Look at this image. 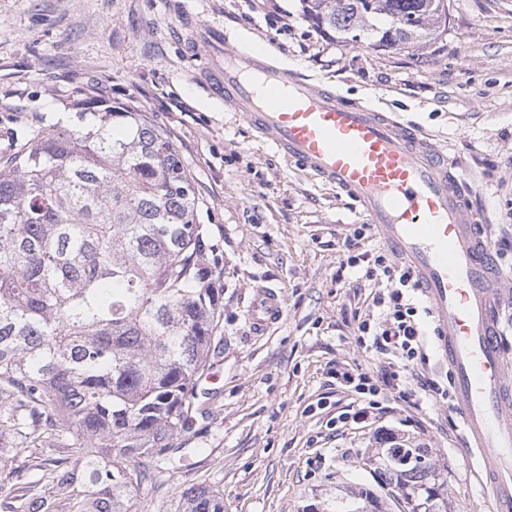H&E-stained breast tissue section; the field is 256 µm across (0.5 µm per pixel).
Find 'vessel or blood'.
Instances as JSON below:
<instances>
[{
  "label": "vessel or blood",
  "instance_id": "b4317fda",
  "mask_svg": "<svg viewBox=\"0 0 512 512\" xmlns=\"http://www.w3.org/2000/svg\"><path fill=\"white\" fill-rule=\"evenodd\" d=\"M223 28L195 38L194 79L240 112L287 161L354 197L391 253L408 263L436 318L453 375V411L483 449L494 512H512V377L500 345L499 309L512 274L485 236L472 186L441 150L383 112L339 100L247 51ZM284 314L276 289L256 288L247 310L265 332Z\"/></svg>",
  "mask_w": 512,
  "mask_h": 512
}]
</instances>
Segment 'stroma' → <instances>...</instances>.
Segmentation results:
<instances>
[{
    "label": "stroma",
    "instance_id": "35a3bbf8",
    "mask_svg": "<svg viewBox=\"0 0 512 512\" xmlns=\"http://www.w3.org/2000/svg\"><path fill=\"white\" fill-rule=\"evenodd\" d=\"M451 20L425 53L337 42L300 0H0V161L57 123L95 88L146 113L178 146L200 197L196 221L214 246L220 294L211 361L221 373L193 401L177 469L139 512H177L191 485L224 495V512H342L383 437L427 448L448 512H491L482 455L462 450L452 399L420 408L382 401L367 421L330 425L355 399L334 372L372 371L357 325L374 282L340 271L341 243L367 223L359 203L287 162L192 78L193 33L223 27L228 48L264 44L277 65L330 86L348 104L391 113L448 146L478 192L512 272V0H450ZM277 289L284 315L259 336L247 320L256 286ZM325 409H317L319 400Z\"/></svg>",
    "mask_w": 512,
    "mask_h": 512
}]
</instances>
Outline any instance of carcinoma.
Listing matches in <instances>:
<instances>
[{"label":"carcinoma","instance_id":"cac0c4a2","mask_svg":"<svg viewBox=\"0 0 512 512\" xmlns=\"http://www.w3.org/2000/svg\"><path fill=\"white\" fill-rule=\"evenodd\" d=\"M341 42L421 51L447 0H302ZM0 163V512H137L177 468L219 295L194 183L170 137L104 95ZM374 473L409 512H440L422 448ZM347 512H381L359 489ZM182 512H224L184 490Z\"/></svg>","mask_w":512,"mask_h":512}]
</instances>
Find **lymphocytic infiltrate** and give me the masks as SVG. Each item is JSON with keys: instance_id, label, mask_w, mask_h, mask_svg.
Returning <instances> with one entry per match:
<instances>
[{"instance_id": "lymphocytic-infiltrate-1", "label": "lymphocytic infiltrate", "mask_w": 512, "mask_h": 512, "mask_svg": "<svg viewBox=\"0 0 512 512\" xmlns=\"http://www.w3.org/2000/svg\"><path fill=\"white\" fill-rule=\"evenodd\" d=\"M371 230V225H359L345 238L342 247L347 267L359 269L365 280L386 283L385 293L375 294L372 298L376 316L362 320L357 330L361 337L368 339L370 350L390 355L391 360L373 374L359 367H344L341 377L352 386L360 406L355 411L343 410L337 416V423L343 425L351 420H364L369 408L382 398L416 406L422 395L442 397L446 394L436 381L427 378H417L412 387L400 385L401 363L412 364L427 358L426 334L413 301L417 285L411 271L404 265L388 261L382 254L370 260L360 253V243L370 237Z\"/></svg>"}]
</instances>
